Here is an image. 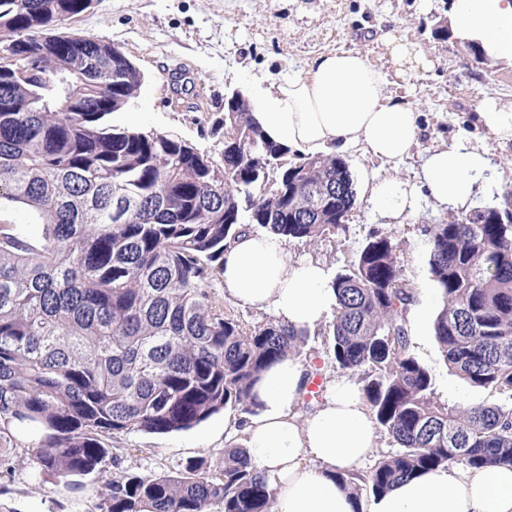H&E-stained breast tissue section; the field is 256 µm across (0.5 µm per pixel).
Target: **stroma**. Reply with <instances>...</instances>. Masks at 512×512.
Wrapping results in <instances>:
<instances>
[{
    "mask_svg": "<svg viewBox=\"0 0 512 512\" xmlns=\"http://www.w3.org/2000/svg\"><path fill=\"white\" fill-rule=\"evenodd\" d=\"M449 0H95L73 23L74 31L119 46L144 74L137 99L113 113L112 122L142 131L174 133L205 151H219L212 125L224 112L225 94L248 93L252 84L303 72L318 55L356 51L385 77V92L406 98L419 114L421 133L411 155L387 162L356 147L347 152L357 188L366 181L420 179L436 146L455 143L471 130L478 105L491 96L512 105V66L489 65L466 45L435 33L448 16ZM418 45L432 66L398 77L384 45L389 32ZM486 186L474 205L501 203L512 189V142L489 138ZM453 210L420 194L405 223L388 224L359 200L338 243L286 240L290 259L315 261L338 273L375 229L389 230L404 247L400 262L417 296L433 293L422 227L450 220ZM412 349L435 376L438 398L449 403L507 402V395L471 387L450 374L430 323L409 326ZM232 411L186 432L130 433L121 441L126 466L139 472H174L187 459L217 456L244 435L232 426ZM80 494L36 479L21 463L0 493V512H96L97 482L87 479Z\"/></svg>",
    "mask_w": 512,
    "mask_h": 512,
    "instance_id": "stroma-1",
    "label": "stroma"
}]
</instances>
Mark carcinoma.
<instances>
[{"mask_svg":"<svg viewBox=\"0 0 512 512\" xmlns=\"http://www.w3.org/2000/svg\"><path fill=\"white\" fill-rule=\"evenodd\" d=\"M94 0H0V475L18 454L70 492L101 479L97 512H271L273 492L230 445L172 474L123 466L121 436L191 430L230 409L283 357L316 370L311 336L359 377L396 445L336 473L356 500L439 466L512 467V403L450 405L413 353L416 294L402 242L374 230L332 280L333 321L314 333L224 303V249L255 228L336 241L357 207L336 154L288 160L249 101L224 97L209 153L181 136L112 124L142 87L127 56L68 32ZM512 192L499 205L426 224L445 366L512 399Z\"/></svg>","mask_w":512,"mask_h":512,"instance_id":"carcinoma-1","label":"carcinoma"}]
</instances>
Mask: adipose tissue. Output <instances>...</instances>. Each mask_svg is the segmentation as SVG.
I'll list each match as a JSON object with an SVG mask.
<instances>
[{
    "label": "adipose tissue",
    "instance_id": "adipose-tissue-1",
    "mask_svg": "<svg viewBox=\"0 0 512 512\" xmlns=\"http://www.w3.org/2000/svg\"><path fill=\"white\" fill-rule=\"evenodd\" d=\"M451 36L481 50L488 64H512V0H451ZM382 73L351 51L316 57L304 73L256 85L251 99L264 133L304 155L360 146L382 160L407 158L418 142L411 103L384 92ZM477 133L512 142V106L485 98ZM491 166L472 141L442 145L427 156L422 179L440 207L463 209ZM372 210L404 223L415 196L407 184L369 183ZM224 293L234 303L268 310L298 329L314 330L336 305L329 269L289 259L282 240L257 230L224 253ZM310 383L306 366L286 357L255 386L256 412L244 427L246 454L275 493L273 512H355L334 474L362 464L375 448L376 429L358 384L343 378L325 389L307 416L297 408ZM365 512H512V468L440 466L372 499Z\"/></svg>",
    "mask_w": 512,
    "mask_h": 512
}]
</instances>
